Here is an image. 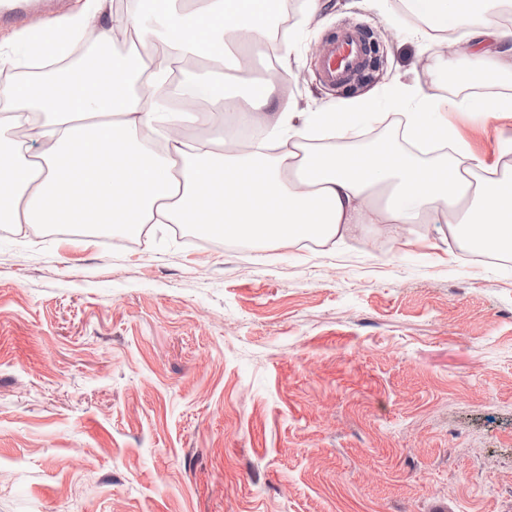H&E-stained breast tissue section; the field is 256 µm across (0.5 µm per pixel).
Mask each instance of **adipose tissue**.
<instances>
[{
	"label": "adipose tissue",
	"instance_id": "obj_1",
	"mask_svg": "<svg viewBox=\"0 0 512 512\" xmlns=\"http://www.w3.org/2000/svg\"><path fill=\"white\" fill-rule=\"evenodd\" d=\"M420 20L407 34L443 45L458 28L475 48L457 83L492 87L512 69V25L490 18V0H405ZM145 10L117 23L137 37L136 51L109 64L51 65L37 78L0 84V223L61 224L75 215L129 234L147 224L218 226L225 237L270 244L316 236L341 238L360 224L390 231L411 224H451L481 252L512 251V176L499 174L455 139L444 108L512 112V94L486 103L471 96L444 100L421 84L395 82L385 94L363 96L297 113L279 83H252L242 96L227 91L224 74L242 68V53L261 49L289 59L292 39L273 41V0H146ZM102 0H84L67 22L28 30L0 45V65L23 58L67 56L71 41L111 43L97 22ZM215 62L218 73L189 71L210 123L234 116L241 127L269 128L276 155L241 152L226 142L176 139L164 125L197 122L194 109H163L170 58ZM405 112L409 142L453 141L432 163L386 140L366 149L345 143L358 122L372 121L380 97ZM27 126V138L13 131ZM161 142H154V134ZM42 142L34 150V142Z\"/></svg>",
	"mask_w": 512,
	"mask_h": 512
}]
</instances>
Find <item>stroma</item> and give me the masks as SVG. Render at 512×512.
Masks as SVG:
<instances>
[{
    "mask_svg": "<svg viewBox=\"0 0 512 512\" xmlns=\"http://www.w3.org/2000/svg\"><path fill=\"white\" fill-rule=\"evenodd\" d=\"M294 0L285 77L314 112L393 80L465 95L406 38L402 0ZM32 0L0 42L67 21ZM361 26L365 78L330 87L319 46ZM485 164L512 112L448 111ZM0 512H512V255L444 224L244 249L171 225L0 231Z\"/></svg>",
    "mask_w": 512,
    "mask_h": 512,
    "instance_id": "35a3bbf8",
    "label": "stroma"
}]
</instances>
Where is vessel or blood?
Returning <instances> with one entry per match:
<instances>
[{"label":"vessel or blood","mask_w":512,"mask_h":512,"mask_svg":"<svg viewBox=\"0 0 512 512\" xmlns=\"http://www.w3.org/2000/svg\"><path fill=\"white\" fill-rule=\"evenodd\" d=\"M368 66V48L363 31L347 27L323 46L320 79L330 86L343 85Z\"/></svg>","instance_id":"obj_1"}]
</instances>
